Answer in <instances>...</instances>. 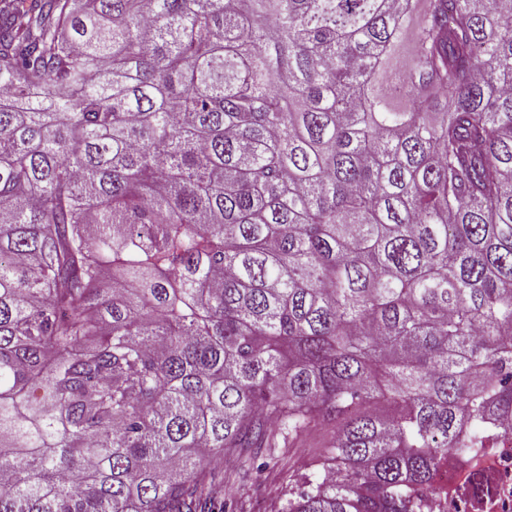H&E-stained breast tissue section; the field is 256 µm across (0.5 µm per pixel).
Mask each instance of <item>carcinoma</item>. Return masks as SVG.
Returning a JSON list of instances; mask_svg holds the SVG:
<instances>
[{
  "label": "carcinoma",
  "instance_id": "obj_1",
  "mask_svg": "<svg viewBox=\"0 0 512 512\" xmlns=\"http://www.w3.org/2000/svg\"><path fill=\"white\" fill-rule=\"evenodd\" d=\"M501 419L512 0H0V512L318 422L280 512H412Z\"/></svg>",
  "mask_w": 512,
  "mask_h": 512
}]
</instances>
